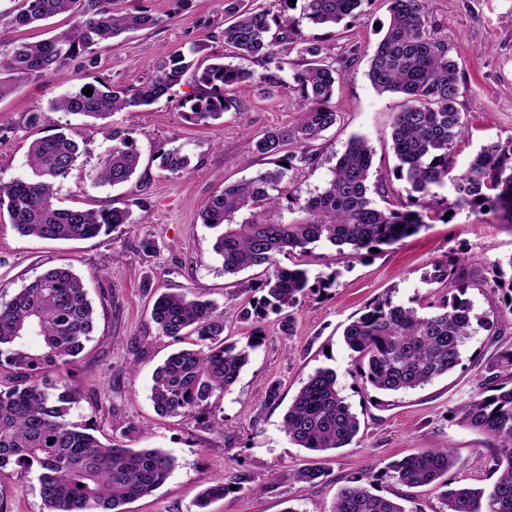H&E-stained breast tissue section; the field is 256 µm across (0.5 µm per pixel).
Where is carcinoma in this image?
<instances>
[{"mask_svg":"<svg viewBox=\"0 0 512 512\" xmlns=\"http://www.w3.org/2000/svg\"><path fill=\"white\" fill-rule=\"evenodd\" d=\"M12 23L26 27L67 14L75 21L64 32L39 41L18 40L0 55V100L34 79L56 72L89 50L124 34L157 27L161 19L146 10H118L117 0H15ZM365 0H303V15L311 23L334 26ZM389 23L370 60L368 77L379 93H400L406 105L395 114L390 138L398 165L393 176L377 185L389 193L392 180L404 181L418 196L387 207L368 197L372 150L362 136L353 137L336 157L332 176L321 191L308 197L282 190L288 172L312 166L304 151L284 153L291 144H307L334 126L338 112L329 102L341 75L323 57V48L307 42L295 20L282 13L249 5L248 0H224V48L230 58H260L273 65L256 77L243 67L217 61L206 66L197 55L204 46L162 58L153 76L138 88L91 85L93 93H70L51 104L54 112L105 120L130 107H147L173 95L188 70L200 94L180 100L191 124L216 121L238 110L236 90L253 84L264 94L276 88L298 93L302 106L291 126L267 129L248 140V148L271 159L273 167L250 178L224 185L208 197L202 223L217 230L214 252L224 274L234 275L265 266L260 286L238 292H261L255 303L240 308L244 321L278 314L284 333L294 322L289 309L308 292L334 286L337 273L309 285L307 270L283 267L278 255L322 242L358 256L391 246L428 223L444 220L436 189L451 182L454 206L487 209L512 224V136L481 147L468 167L456 174L449 166L456 141L467 125L458 109L462 73L452 47L429 20L430 0H384ZM293 70L292 81L281 76ZM112 141L91 174L93 184L118 187L137 172L140 153L127 133L112 129ZM79 145L63 132L33 140L28 147L30 174L0 184V212L23 235L48 240H84L131 223L127 207L58 208L56 183L76 167ZM162 167L190 172V158L174 148L162 154ZM466 260H448L424 275L446 293L433 297L422 314L393 302L387 295L364 308L346 326L344 342L354 353L355 372L372 388L402 392L421 388L447 374L462 361L466 342L488 321L473 313L467 297L470 280ZM494 279L485 282L493 295L502 294L498 314L512 317V282L504 289L497 280L500 264L492 262ZM152 319L161 333L177 339L189 330L205 347L172 353L153 373L151 400L158 414L184 417L208 430L224 429V417L213 411L211 398L231 389L257 337L244 343L223 339L224 318L201 293H164L154 302ZM97 331L96 313L84 280L66 268L48 269L0 301V369L15 381L0 388V475L35 474L44 512H125L124 505L151 495L170 476L174 459L158 448L134 450L104 443L86 425L69 419L77 397L65 388L40 383L34 375L64 367L84 350ZM458 423L481 432L491 442L489 470L496 475L487 488L454 485L448 472L454 457L446 448H425L395 460L388 473L407 487L431 486L439 492L445 512H512V350L487 366L471 396L454 411ZM360 430L358 416L341 396L336 371L319 368L291 401L283 431L297 446L326 452L350 445ZM379 476L352 475L336 493L331 512H406L396 500L374 493ZM231 486L201 491L198 508L226 496Z\"/></svg>","mask_w":512,"mask_h":512,"instance_id":"cac0c4a2","label":"carcinoma"}]
</instances>
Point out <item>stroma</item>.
I'll return each instance as SVG.
<instances>
[{
  "label": "stroma",
  "mask_w": 512,
  "mask_h": 512,
  "mask_svg": "<svg viewBox=\"0 0 512 512\" xmlns=\"http://www.w3.org/2000/svg\"><path fill=\"white\" fill-rule=\"evenodd\" d=\"M120 5L144 8L163 22L93 47V66L70 64L0 100V126L7 130L0 138V183L27 177L30 142L58 125L79 144L82 155L58 184L56 205L87 209L128 204L132 221L107 236L50 241L22 236L1 215L0 288L14 293L51 267H69L84 277L97 313L96 335L74 366L41 373L40 378L77 392L71 418L93 426L99 439L133 449L160 448L173 457L164 485L128 504V512H198L202 489L229 483L243 471L253 476L255 491L227 494L209 512H330L345 478L370 468L382 473L377 485L381 495L409 494V512H442L432 487L407 490L384 475L392 461L422 448L451 450L455 465L449 477L455 483L489 485L487 437L459 425L452 413L482 380L487 364L512 347V319L497 321L495 300L480 287L488 262L504 264L512 258V226L464 208L454 211L448 223H431L369 256L352 258L324 244L301 255L280 256L281 266L302 264L313 279L336 274L335 286L299 301L292 335L282 333L272 313L256 322L240 321L237 313L245 298L232 291L239 282L260 283L265 269L224 274L212 249L214 232L202 224L200 212L225 183L267 169V159L249 151L247 141L268 128L292 124L300 100L292 91L267 98L256 86L245 85L237 92L238 111L208 126L185 122L176 103L163 98L104 121L57 112L53 126L30 127L29 115L48 111L62 95L87 83H139L149 64L191 42L204 43L207 54L224 53V0H120ZM11 7V0H0V51L18 39L49 38L73 23L59 15L44 26L21 28L11 22ZM430 19L453 46L464 72L459 109L468 133L452 152L453 169L459 172L483 144L512 136V0H431ZM388 22L384 0H367L355 17L333 28L301 22L303 36L323 47L341 81L330 101L339 114L337 123L311 143L314 166L291 181L300 196L322 189L337 156L355 136L365 137L373 151L370 184L396 167L390 130L406 100L399 94H378L368 78L370 57ZM112 126L135 138L139 174L119 187L95 188L89 173L107 146L104 131ZM176 147L190 157V173L162 168V154ZM143 197L148 207H138ZM148 241L153 249H145ZM449 256L470 260L474 286L468 296L474 312L496 320V327L478 330L464 348L461 365L421 388L385 393L366 386L353 370V354L343 341L345 326L383 295L409 305L436 292V285L425 283L423 276ZM189 288L216 304L226 339L261 338L235 385L215 402L224 415L220 431L205 430L191 419L160 416L150 398L154 369L178 347L153 323L152 303L161 293ZM322 367L335 370L361 429L348 447L318 454L292 443L282 422L307 377ZM272 385L279 388L274 401L266 396ZM310 463L323 469V477L313 485L295 483L293 472ZM0 512H43L35 475L0 481Z\"/></svg>",
  "instance_id": "1"
}]
</instances>
